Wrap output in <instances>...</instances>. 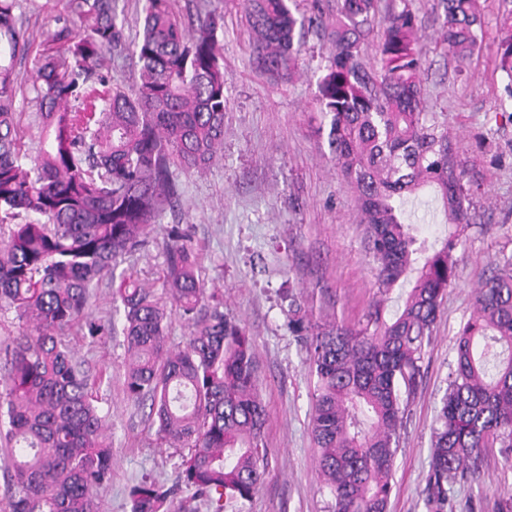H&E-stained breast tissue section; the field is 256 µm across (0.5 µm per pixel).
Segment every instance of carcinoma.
<instances>
[{"label": "carcinoma", "instance_id": "obj_1", "mask_svg": "<svg viewBox=\"0 0 512 512\" xmlns=\"http://www.w3.org/2000/svg\"><path fill=\"white\" fill-rule=\"evenodd\" d=\"M0 0V311L19 332L0 341V454L8 512H99L112 480L108 414L66 343L114 262L142 247L178 196L171 168L201 171L224 143L223 16L185 25L171 0H145L131 43L119 0H65L46 45ZM295 0H245L253 63L274 80L297 69L306 19ZM442 41L457 60L482 32L477 0H441ZM379 25L375 69L362 46ZM409 6L338 0L324 34L335 54L317 83L321 129L343 181L354 189L376 299L364 321L311 323L303 293H288V330L308 343L311 435L329 512H387L405 411L455 278V254L474 193L453 161L448 127L423 112V59ZM132 47L135 86H110L104 54ZM33 57L30 74L15 69ZM497 68L512 99V11L503 17ZM104 87L95 95L92 85ZM33 94L42 140L22 142L17 92ZM434 190L446 229L432 244L413 233L411 206ZM190 226L165 228L164 295L123 277L124 390L150 401L154 441L185 449L180 483L130 486V512H171L183 491L212 512L248 500L265 471L266 409L252 336L224 315V294L207 288ZM404 288L385 315L389 292ZM189 330L168 345L167 304ZM509 351L500 358L497 347ZM455 366L437 415L424 488L428 512H456L450 488L472 480L484 451L512 453V255L495 261L457 333Z\"/></svg>", "mask_w": 512, "mask_h": 512}]
</instances>
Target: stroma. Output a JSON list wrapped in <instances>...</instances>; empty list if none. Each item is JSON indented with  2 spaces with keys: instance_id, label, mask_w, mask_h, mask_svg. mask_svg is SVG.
I'll list each match as a JSON object with an SVG mask.
<instances>
[{
  "instance_id": "35a3bbf8",
  "label": "stroma",
  "mask_w": 512,
  "mask_h": 512,
  "mask_svg": "<svg viewBox=\"0 0 512 512\" xmlns=\"http://www.w3.org/2000/svg\"><path fill=\"white\" fill-rule=\"evenodd\" d=\"M210 2L224 16V146L204 171L173 168L177 202L121 266L162 290L161 228L192 225L202 277L223 290L225 314L255 341L269 414L263 481L250 500L227 503L224 512H327L330 497L320 489L311 440L309 355L288 331L286 295L303 291L307 319L321 323L362 319L375 293L356 195L319 130L317 81L334 48L312 30L295 76L272 80L252 63L244 0ZM482 2L483 41L461 62L441 43L439 0L409 2L419 19L426 110L447 125L455 164L479 189L456 252V280L426 350L421 382L405 406L388 512H427L423 490L437 411L455 364V334L474 310L478 283L497 258L512 255V99L495 63L504 4ZM71 339L75 361L90 376L108 378L100 393L112 425V482L99 494L100 512H129L127 487L145 479L175 483L181 455L156 447L148 406L124 393L121 331L93 339L76 329ZM454 496L459 512H512V455L489 449L477 477L455 486Z\"/></svg>"
}]
</instances>
